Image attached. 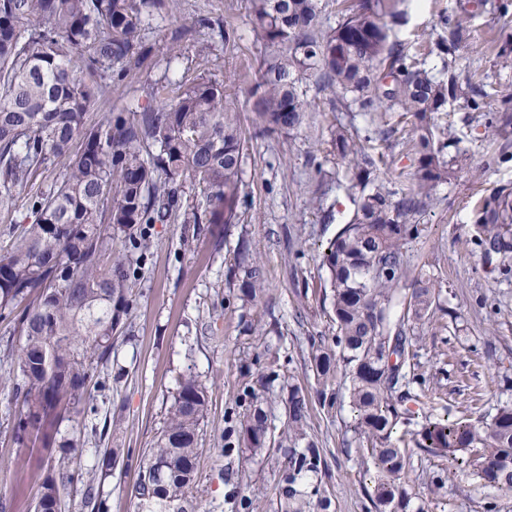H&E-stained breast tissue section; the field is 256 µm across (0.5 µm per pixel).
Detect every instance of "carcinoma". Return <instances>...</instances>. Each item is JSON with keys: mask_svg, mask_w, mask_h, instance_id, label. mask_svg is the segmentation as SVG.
<instances>
[{"mask_svg": "<svg viewBox=\"0 0 512 512\" xmlns=\"http://www.w3.org/2000/svg\"><path fill=\"white\" fill-rule=\"evenodd\" d=\"M247 2L255 30L273 49L257 61L245 88L257 134H288L302 126L306 105L299 83L307 72L330 89L336 107L383 123V141L397 132L387 113L414 119L407 144L416 164L398 197L375 183L377 160L365 147L371 136L339 124L333 138L356 196L353 217L322 254L335 335L333 345L317 347L313 356L315 400L327 411L337 405L333 383L344 368L354 432L366 440L375 469L367 499L376 512H410L402 481L409 455L400 447L404 438L392 439L400 424L413 426L406 434L420 451L512 497L511 402L499 404L479 426L448 417L414 420L407 404L420 395L413 392L418 375L405 323L431 316L436 288L420 278L410 295L398 297L404 248L417 234L410 217L429 207L435 188L466 157L456 130L437 127L435 114L464 99L473 112L494 113L496 141L512 142V85L476 83L461 77L456 64L467 19L491 12L506 25L512 0H468L466 17H443L445 34L428 48L443 60L437 77L389 40L404 21V0H353L334 27L323 26L317 0ZM164 6L165 0H0V204L79 144L54 187L30 197L31 222L0 255V318L16 322L23 336L7 354L19 377L13 394L21 442L50 448L62 414L73 419L83 413L92 372L109 359L112 337L124 327L131 261L128 251L112 249L114 236L179 211L185 224H237L245 206L246 139L224 84L201 79L168 102L150 84L147 97L156 103L88 122L98 80L127 77L131 60L146 51L149 17ZM186 181L203 190L205 210L183 208ZM472 241L485 258L512 264L511 186L475 206ZM241 288L253 299L263 291L259 267L244 269ZM398 300L403 315L394 321L390 311ZM278 378L272 369L243 388L249 409L228 434L224 455L243 449L257 454L278 439L287 441L278 512H327V495L300 489L323 466L306 432L311 407L301 387L288 385L287 429L278 437L271 431L263 400ZM207 407L206 387L192 374L181 377L165 426L139 470L137 512H191ZM70 480L62 462L50 466L36 506L52 512Z\"/></svg>", "mask_w": 512, "mask_h": 512, "instance_id": "obj_1", "label": "carcinoma"}]
</instances>
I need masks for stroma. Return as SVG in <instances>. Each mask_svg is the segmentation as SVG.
<instances>
[{
	"label": "stroma",
	"instance_id": "1",
	"mask_svg": "<svg viewBox=\"0 0 512 512\" xmlns=\"http://www.w3.org/2000/svg\"><path fill=\"white\" fill-rule=\"evenodd\" d=\"M465 0H405L404 26L391 38L410 52L425 55L428 69L442 66L427 46L440 31V16L460 12ZM201 19L190 36L175 40L171 32L183 19ZM234 26L237 43L225 46L210 22ZM457 56L463 73L474 80L512 84V68H500L499 48L512 43V24L495 25L490 15L472 18ZM150 54L131 68L125 81L104 89L89 111L90 122L111 112L145 103L146 83L173 98L179 86L207 78L229 87H245L257 60L269 49L254 31L244 0H176L173 12L155 13L146 32ZM301 88L310 123L288 134L259 137L244 97L235 106L247 141L242 180L248 196L239 223L186 224L179 217L144 227L149 248L133 262L129 330L112 338L108 362L88 383L90 401L77 421L56 428L57 444H73L68 455L71 484L61 491L62 512H135L133 487L144 456L159 436L180 376L194 373L208 390V410L201 424L202 454L191 490L197 512H224L225 500L249 498L253 512H277V487L285 462L283 451L258 455L224 454L229 418L245 411L246 380L277 362L282 377L314 391V346L332 342L331 309L325 298L328 272L322 251L351 219L355 206L336 184L341 162L331 142L337 124L367 129L363 115L333 110L329 92L315 77L303 76ZM453 125L471 163L451 182L436 189L435 204L414 215L419 233L406 251L408 269L401 290L426 274L442 293L440 305L456 311V329L441 316L414 325L418 372L426 396L413 403L416 417L432 415L480 424L500 402L512 400V270L488 261L471 242L472 210L479 197L512 185V160L484 168L494 144L484 119L465 102L436 116ZM67 157H59L16 188L9 204L0 205V252L8 248L27 214L30 195L54 185ZM260 265L263 291L243 299L236 273L242 261ZM16 325L0 320V495L8 512H33L40 485L50 468L44 448L18 442L20 419L13 398L16 374L3 351L19 346ZM348 406L326 413L312 407L308 434L316 441L324 467L321 488L332 500L331 512H374L365 495L374 469L358 452ZM107 428L105 439L95 437ZM120 449L114 465L105 452ZM406 482L414 507L424 512H512V498L479 486L446 459L409 448ZM446 470L442 494H433L429 476Z\"/></svg>",
	"mask_w": 512,
	"mask_h": 512
}]
</instances>
